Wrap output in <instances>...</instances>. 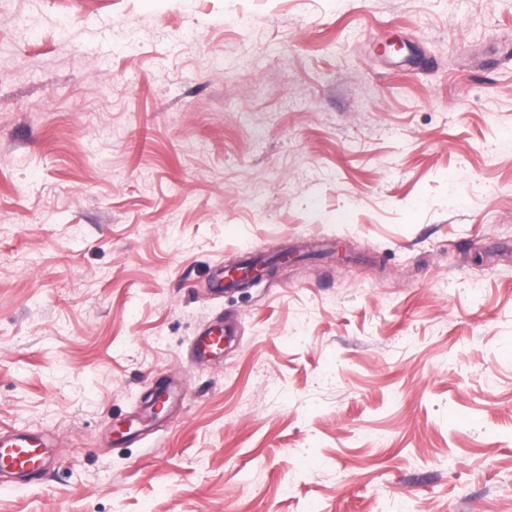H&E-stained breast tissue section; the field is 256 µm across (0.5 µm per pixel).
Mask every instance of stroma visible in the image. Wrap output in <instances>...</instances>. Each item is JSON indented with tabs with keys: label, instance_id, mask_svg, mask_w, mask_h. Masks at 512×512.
<instances>
[{
	"label": "stroma",
	"instance_id": "obj_1",
	"mask_svg": "<svg viewBox=\"0 0 512 512\" xmlns=\"http://www.w3.org/2000/svg\"><path fill=\"white\" fill-rule=\"evenodd\" d=\"M20 427L0 512H512V0H0ZM234 335L235 328L229 322L215 324L203 335L194 339L192 350L198 360H212V357L224 355V340L227 339V336ZM50 450H53L51 443L41 434L28 430L1 433V476L27 479L40 473L45 463V455Z\"/></svg>",
	"mask_w": 512,
	"mask_h": 512
}]
</instances>
